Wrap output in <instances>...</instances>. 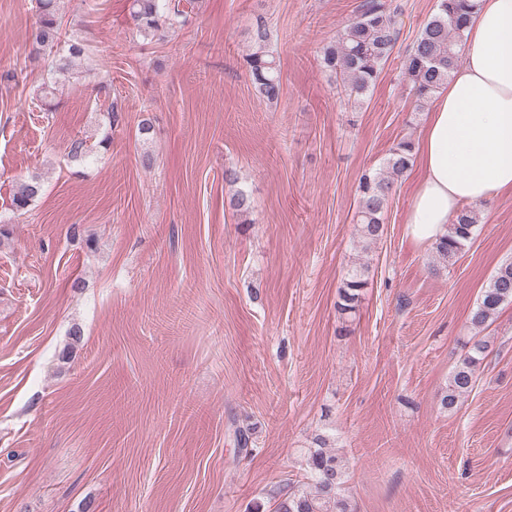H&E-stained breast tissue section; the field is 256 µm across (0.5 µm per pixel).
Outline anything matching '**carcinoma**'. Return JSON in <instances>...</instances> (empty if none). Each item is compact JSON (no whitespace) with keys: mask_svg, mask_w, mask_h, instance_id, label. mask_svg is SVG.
<instances>
[{"mask_svg":"<svg viewBox=\"0 0 512 512\" xmlns=\"http://www.w3.org/2000/svg\"><path fill=\"white\" fill-rule=\"evenodd\" d=\"M58 2L35 0V21L29 34V57L41 56L46 63L42 84L46 98L55 95L59 83L71 78L73 61L89 52L87 44L67 36ZM195 8L196 0H131L130 20L137 33L146 38L160 30L184 26ZM472 8L471 0H436V12L423 26L403 61V79L417 101H429L457 69ZM399 11L400 6L393 4V0H361L356 15L337 40L322 48L323 69L335 75L348 98L357 101L365 96L391 59L399 35L396 26ZM270 41L267 25L257 22L251 35L252 49L245 62L259 95L274 103L281 96L282 82ZM119 120L118 107L114 106L107 112V132L97 144H91L86 136L77 137L67 146L68 158L79 163L92 158L95 146L107 143L109 131ZM413 161V144L403 140L390 150L383 168L363 176L357 224L364 240L373 241L383 235V214L395 181ZM43 192L44 182L38 176L16 183L12 210L28 209ZM476 223L474 211L463 208L448 225L447 233L434 243L437 263L446 267L456 261L473 238ZM366 285L365 269L353 270L339 289L337 308L343 313L355 310ZM506 303H512V262L502 264L484 288L470 315L471 328L482 329ZM487 349V341H473L441 395L443 409H456L461 399L472 391ZM306 466L309 483L292 486L280 494L275 512H352L345 495L346 468L332 449L329 436L315 435L312 447L306 449Z\"/></svg>","mask_w":512,"mask_h":512,"instance_id":"carcinoma-1","label":"carcinoma"}]
</instances>
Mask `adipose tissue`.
I'll list each match as a JSON object with an SVG mask.
<instances>
[{
	"instance_id": "ef3b65f1",
	"label": "adipose tissue",
	"mask_w": 512,
	"mask_h": 512,
	"mask_svg": "<svg viewBox=\"0 0 512 512\" xmlns=\"http://www.w3.org/2000/svg\"><path fill=\"white\" fill-rule=\"evenodd\" d=\"M464 65L439 90L414 151L407 231L432 244L467 204L512 192V0H476Z\"/></svg>"
}]
</instances>
